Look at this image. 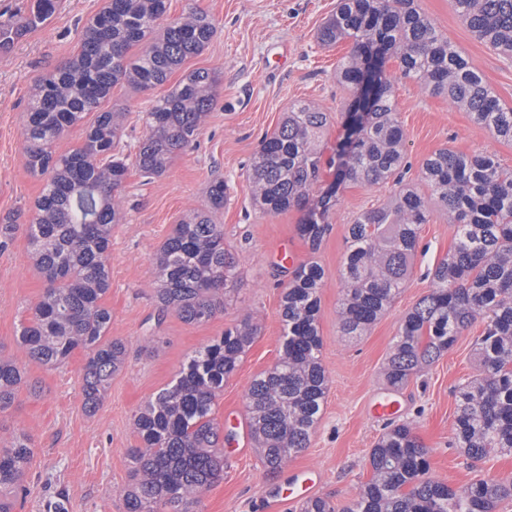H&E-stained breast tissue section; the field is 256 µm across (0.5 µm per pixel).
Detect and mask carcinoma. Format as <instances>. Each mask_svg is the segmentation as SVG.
<instances>
[{
	"label": "carcinoma",
	"mask_w": 512,
	"mask_h": 512,
	"mask_svg": "<svg viewBox=\"0 0 512 512\" xmlns=\"http://www.w3.org/2000/svg\"><path fill=\"white\" fill-rule=\"evenodd\" d=\"M167 2L107 0L82 25L79 51L34 86L23 150L28 169L47 180L29 218L28 248L47 286L19 332L25 363L0 352V414L31 388L29 364L58 369L75 351H86L81 394L88 413L99 409L112 376L125 366L126 344L107 337L112 311L104 304L111 287L112 229L126 214L121 188L128 166L116 152L122 113L99 112L88 125L84 119L118 85L143 91L164 86L211 42L216 26L208 14L193 10L168 20ZM455 6L477 39L512 55V0H455ZM56 9L57 0H30L22 14L0 13V50L44 25ZM318 40L324 46L353 44L336 70L337 83L356 91L347 106L345 136L326 159L328 113L311 103L288 108L251 164L253 203L269 214L307 207L296 230L315 252L343 184L393 183L387 200L348 228L337 310L339 332L348 339L365 335L402 293L430 206L443 210L456 225L454 244L432 269L428 293L402 318L384 377L393 389L406 387L481 322L478 374L455 391V445L472 459L512 452V171L491 154L444 148L423 162L428 194L403 183L405 137L393 89L400 78L415 80L509 142L512 107L500 102L417 0H337ZM134 46L139 52L131 55ZM391 59L396 74L386 69ZM215 84V73L197 69L154 101L135 156L141 172L162 175L174 155L196 144L214 108ZM77 126L83 127L82 145L56 153L55 142ZM325 165L336 168L335 179L312 202ZM229 191L224 180L213 181L205 206L182 218L154 254L160 317L172 313L200 324L224 309L227 286L239 277L223 225L215 222ZM15 227L13 216L0 217V251ZM323 278L316 261L292 272L281 292L279 356L245 395L252 444L271 473L309 447L325 404L328 376L318 328ZM255 333L247 322L227 328L146 400L134 419L140 445L132 454L131 483L122 489L127 512H189L188 505L200 504L201 493L224 479V441L233 434H224L217 422L216 400ZM32 460V438L23 429L0 448V512H10L8 496L24 490ZM368 466L371 478L348 504L338 508L312 498L301 512H495L500 501L512 498V479L478 478L452 487L428 477V450L404 421L386 425Z\"/></svg>",
	"instance_id": "obj_1"
}]
</instances>
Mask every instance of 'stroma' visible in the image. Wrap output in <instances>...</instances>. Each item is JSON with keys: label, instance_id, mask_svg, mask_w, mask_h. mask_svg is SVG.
Segmentation results:
<instances>
[{"label": "stroma", "instance_id": "obj_1", "mask_svg": "<svg viewBox=\"0 0 512 512\" xmlns=\"http://www.w3.org/2000/svg\"><path fill=\"white\" fill-rule=\"evenodd\" d=\"M105 0H58L53 17L31 30L6 52H0V215L32 208L43 177L26 167L22 132L34 83L77 53L75 29L103 7ZM170 17L189 10L207 13L216 23L210 44L175 71L171 82L196 69L216 73V104L195 147L173 157L166 172L146 177L130 170L123 189L127 221L112 232V284L105 297L112 311L108 335L128 348L124 369L113 376L100 409L92 415L81 406L80 373L84 352H76L57 370L32 365L30 381L38 394L21 392L14 406L0 415L5 432L22 428L35 448L24 478L26 496L13 512H54L58 492H65L67 512H126L121 491L130 478L131 453L138 445L134 418L154 393L171 383L195 350L222 335L225 328L250 320L257 336L235 375L216 402L217 416L226 409L245 412V392L252 378L277 359L282 340L280 317L284 267L318 262L325 271L320 290L319 328L322 364L329 389L308 448L276 474H268L252 446L224 445V478L204 495L202 512H272L274 500L288 495L295 473L313 466L324 474L316 491L342 505L354 498L370 477L368 456L383 431V422L368 413L375 394L384 391L383 366L404 314L430 288V270L453 243L455 227L433 210L422 225L420 247L404 291L389 312L365 336L354 340L338 331L339 271L347 248L350 223L390 193L386 186L352 183L342 191L329 216L318 251L296 232L305 212L294 208L265 214L252 205L250 163L266 134L278 126L299 101L319 105L330 116L325 141L335 149L344 134L342 102L349 90L336 82V68L350 44L322 46L317 33L336 9V0H169ZM421 11L482 74L494 95L512 106V57L498 54L475 38L455 9L454 0H418ZM160 89L136 91L116 86L102 109L125 112V155L136 152L147 133L144 116ZM398 120L405 133L406 182L418 180L423 160L447 148L466 154H494L512 169V143L495 138L470 113L405 79L395 85ZM228 181L230 199L218 223L224 241L237 257L241 275L223 311L203 324H187L175 315L158 319L153 299V253L187 213L204 207L207 189ZM43 277L28 253L26 227H18L6 251L0 252V352L20 358L16 338L28 310L42 295ZM474 324L438 361L412 379L401 392L402 418L429 451L431 478L459 486L481 477L512 479V455L481 460L454 446V390L477 372Z\"/></svg>", "mask_w": 512, "mask_h": 512}]
</instances>
